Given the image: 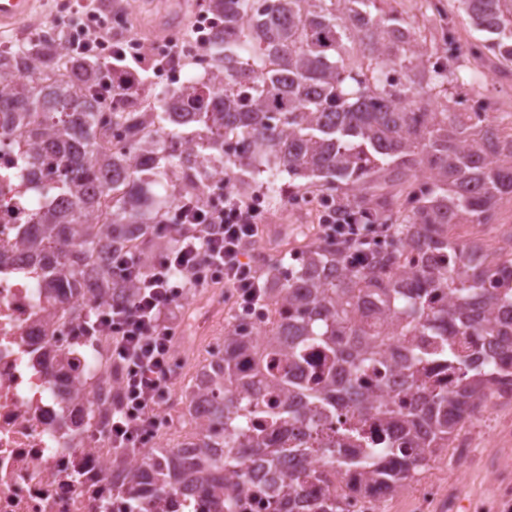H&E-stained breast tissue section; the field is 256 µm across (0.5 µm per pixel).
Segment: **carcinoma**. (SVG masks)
Returning a JSON list of instances; mask_svg holds the SVG:
<instances>
[{
	"instance_id": "1",
	"label": "carcinoma",
	"mask_w": 512,
	"mask_h": 512,
	"mask_svg": "<svg viewBox=\"0 0 512 512\" xmlns=\"http://www.w3.org/2000/svg\"><path fill=\"white\" fill-rule=\"evenodd\" d=\"M384 2L209 0L222 26L212 31L205 51L220 77L212 83L192 78L149 112L140 108L137 83L112 95L119 108L92 93L107 65L76 55L69 56L71 82L62 87L16 83L0 90V114L18 115L26 151L38 147L54 154L60 191L70 198L67 212L39 217L42 235L29 242L46 249L60 243L48 257L57 275L49 284L53 292L84 296L80 262L108 248L126 249L134 229L147 252L174 247L176 239L160 229L172 196L153 193L150 184L167 186L175 169L186 181L184 196L195 199L208 188L209 170L224 166L244 198L263 173L272 193L328 187L337 191L336 208L357 224L390 225V240L400 246L421 230L445 245L438 262L411 268L400 283L393 279L395 251L362 256L311 243L296 265L269 264L262 294L277 297L281 310L264 346L253 344L238 317H230L219 361L208 363L199 372L203 380L191 386L192 393L203 391L216 401L201 431L205 452L186 458L156 448L143 455L129 495L222 491L226 475L238 474L254 451L277 467L286 449L271 448L251 432L245 425L250 417L275 430L305 425L304 451L322 454L320 471H280L288 505L344 468L402 488L448 447L462 421L487 406L504 378L512 379L509 323H502L496 341L497 361L461 343L464 336L495 334L491 324L474 319L473 302L488 314L512 310V256L471 267V245L448 238L453 224L490 223L501 197L512 195V144L491 156L486 146L499 135L489 120L473 124L464 112L435 107L433 91L448 90V64L431 60L424 41L403 19L386 13ZM457 10L484 34L473 55L512 65V0H458ZM57 55L58 46L40 38L0 52V81L33 64L51 71ZM420 66L425 91L410 78ZM103 117L134 136L127 143L136 157L133 168L98 158L95 128ZM145 125L162 139L195 143L197 152L141 148L135 136ZM423 176L428 186L417 193ZM107 184L112 223L93 224L95 197ZM102 278L127 298L136 295L135 281L112 269ZM383 320L396 322L409 356L406 395L390 402L374 394L376 361L389 341L377 327ZM419 336L436 337L434 346L421 347ZM312 347L323 352L325 364L298 382L292 370ZM246 355L250 376L239 369ZM436 359L455 374L452 387L427 380L426 364ZM290 394L301 397L304 407L288 404ZM344 395L351 417L326 440L320 422L334 416ZM371 419L399 422L398 433L384 441L373 437ZM232 447L236 453H225ZM349 448L358 454H348Z\"/></svg>"
}]
</instances>
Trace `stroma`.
<instances>
[{
	"mask_svg": "<svg viewBox=\"0 0 512 512\" xmlns=\"http://www.w3.org/2000/svg\"><path fill=\"white\" fill-rule=\"evenodd\" d=\"M384 7L403 18L412 30L420 34L427 48L443 46L446 36H454L459 54L449 58L448 69L454 72L455 79L448 86L447 96L440 98V107L452 110L457 101L482 100L489 119L502 134L511 135L512 70L500 68L493 57L476 59L469 55L470 45L479 42L481 35L468 25L462 14L453 11L449 0H385ZM170 15L179 16L178 31H185L193 23L186 0H140L133 32L142 38L144 44H151L155 26ZM449 236L463 243L481 241L489 254L511 253L512 197H504L498 202L493 225L456 224L451 227ZM207 294L204 288L191 289L187 302L180 309L179 324L197 336L198 350L187 362L184 371L178 374L174 391L166 405L170 411L176 412L182 408L188 379L205 364L206 353L223 335L228 321L224 315L197 321L196 309ZM508 428H512V401L491 398L480 415L465 420L456 432L457 438L467 440L472 449L471 455L462 463L466 480H459L454 467L445 464V457L453 453L452 448L448 447L442 451V460L429 463L411 479L412 489L420 483L431 482L468 500L493 497L496 486L490 478L491 471L512 470V439L504 435Z\"/></svg>",
	"mask_w": 512,
	"mask_h": 512,
	"instance_id": "35a3bbf8",
	"label": "stroma"
}]
</instances>
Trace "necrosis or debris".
Here are the masks:
<instances>
[{
    "label": "necrosis or debris",
    "instance_id": "4bbe7bcc",
    "mask_svg": "<svg viewBox=\"0 0 512 512\" xmlns=\"http://www.w3.org/2000/svg\"><path fill=\"white\" fill-rule=\"evenodd\" d=\"M162 60L166 91L180 86L182 61L196 75L212 76L208 55L187 43L178 58L153 48ZM56 162L32 161L11 123L0 124V512H276L280 494L258 460L249 476L231 477L224 492L185 490L142 502L125 488L140 457L116 458L107 430L121 391V371L106 345L77 351L74 327L89 308L112 302L108 290L61 304L45 297L48 269L24 245L35 216L60 210ZM365 474L349 470L331 485L308 487L302 505L332 495L344 512H381L390 491L364 488Z\"/></svg>",
    "mask_w": 512,
    "mask_h": 512
}]
</instances>
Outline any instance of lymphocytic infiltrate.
<instances>
[{
    "label": "lymphocytic infiltrate",
    "mask_w": 512,
    "mask_h": 512,
    "mask_svg": "<svg viewBox=\"0 0 512 512\" xmlns=\"http://www.w3.org/2000/svg\"><path fill=\"white\" fill-rule=\"evenodd\" d=\"M217 198L206 205L179 200L164 221L177 236V248L148 257L134 251L123 256L119 265L136 279V296L113 301L78 328L82 336L110 337L112 361L125 371L122 407L108 430L113 447L135 451L155 435L157 413L176 380L175 313L190 289L224 286L237 310L249 314L263 305L245 246L259 238L268 210L262 197L237 198L226 184ZM375 236L342 214L320 217V239L369 245Z\"/></svg>",
    "instance_id": "f902f5d3"
}]
</instances>
